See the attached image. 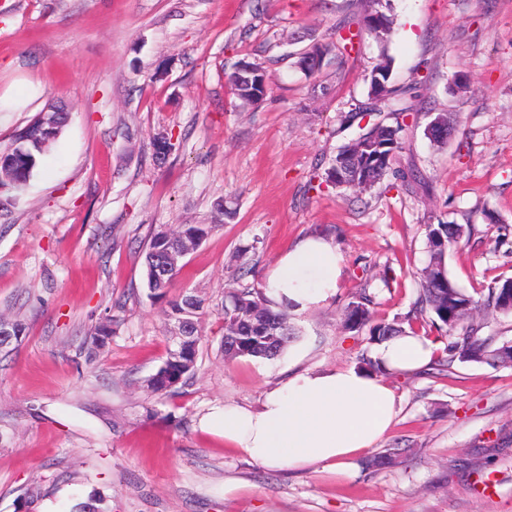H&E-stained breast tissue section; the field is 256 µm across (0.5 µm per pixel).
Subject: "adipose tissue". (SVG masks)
Segmentation results:
<instances>
[{
	"instance_id": "1",
	"label": "adipose tissue",
	"mask_w": 512,
	"mask_h": 512,
	"mask_svg": "<svg viewBox=\"0 0 512 512\" xmlns=\"http://www.w3.org/2000/svg\"><path fill=\"white\" fill-rule=\"evenodd\" d=\"M342 274L332 239L312 235L276 259L265 283L273 301L305 312L331 298ZM435 345L409 334L378 344L373 357L391 372L420 369ZM399 406L382 379L355 369L301 371L269 390L255 409L227 404L201 421L203 429L251 459L281 470L322 466L340 474L391 426Z\"/></svg>"
}]
</instances>
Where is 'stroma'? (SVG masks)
<instances>
[{
  "label": "stroma",
  "instance_id": "1",
  "mask_svg": "<svg viewBox=\"0 0 512 512\" xmlns=\"http://www.w3.org/2000/svg\"><path fill=\"white\" fill-rule=\"evenodd\" d=\"M387 38L331 51L311 77L296 53L329 43L359 0H0V150L51 104L68 122L22 190H0V316L25 331L0 351V512H512V365L453 362L390 373L399 411L369 456L338 476L261 465L201 430L226 404L257 406L298 370L348 369L372 354L342 328L360 289L375 320L406 323L429 261L426 227L470 224L446 252L466 292L512 278V0H391ZM394 86L406 179L358 192L311 188L341 125L369 103L380 54ZM270 90L242 106L240 62ZM468 84L459 91L456 75ZM457 129L426 135L436 113ZM173 149L158 155L157 142ZM213 224L175 287L209 304L196 370L172 393L145 380L171 343L165 302L144 286L150 227ZM309 234L331 238L341 283L290 317L272 360L230 359L220 310L232 274L262 287L276 257ZM117 330L89 354L99 323Z\"/></svg>",
  "mask_w": 512,
  "mask_h": 512
}]
</instances>
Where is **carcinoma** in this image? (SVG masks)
Instances as JSON below:
<instances>
[{"mask_svg":"<svg viewBox=\"0 0 512 512\" xmlns=\"http://www.w3.org/2000/svg\"><path fill=\"white\" fill-rule=\"evenodd\" d=\"M390 2L363 0V28L354 33V37L360 39L365 34L377 38L386 36L392 24L387 14ZM392 69L393 59L389 56L382 57L373 66L370 72V94H383L382 103L388 111L406 112L408 108L400 106L398 90L390 86ZM264 77L266 72L263 71L252 84L242 85L236 75H231L233 89L243 105H255L266 97L267 91L262 87ZM434 120L438 121V128L432 141L442 147L448 143V135L455 130L456 118L451 112H439ZM400 132L401 126L386 125L376 133H364L344 144L326 170L324 182L338 189L357 191L371 187L387 176L397 175L394 163L403 149ZM11 152L19 160L14 170L15 176L28 182L39 166L45 149L36 142L23 140V133L20 132L14 135ZM215 228L214 224H180L174 228L159 227L150 231L144 250V265L147 267L146 287L151 297L167 299L179 268H172L171 275L160 285L153 281L148 271L150 260L168 251L176 252L185 235L196 238L200 244ZM471 234L472 227L469 224L427 225L429 262L420 275L419 304L421 310L429 313L431 325L450 331L457 328L465 330L463 336L448 346L449 361L482 363L491 359L501 364L510 363L512 345L490 348L487 340L477 336V318L489 312H512V308L508 307L512 300V278L499 280L489 288L487 295L475 297L458 287L444 262L448 247L470 240ZM372 303L373 297L366 290L348 302L343 311V328L358 333L366 329L369 340L374 343L406 333L399 324L373 322L370 310ZM205 314V300L197 295L184 293L167 299L165 317L169 325L182 319H193L200 325ZM222 319L226 337L223 341L224 355L229 358L274 359L283 353L294 336L289 326L288 312L273 307L263 290L240 282L226 293ZM112 332L110 323L98 326L91 337L89 352L93 353L104 346ZM202 339L203 336H196L180 349H169L161 367L147 379V388L164 395L175 389V382L185 383L195 372Z\"/></svg>","mask_w":512,"mask_h":512,"instance_id":"carcinoma-1","label":"carcinoma"}]
</instances>
